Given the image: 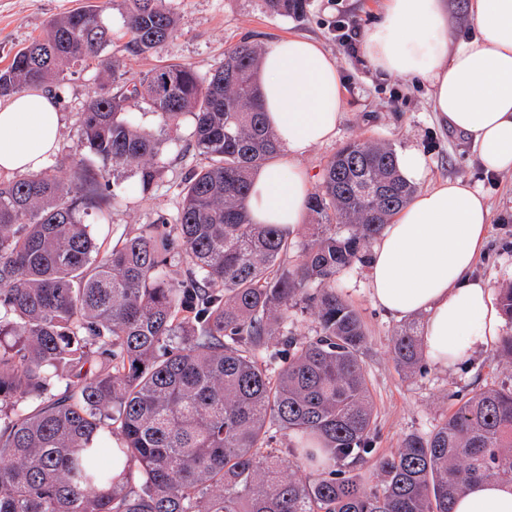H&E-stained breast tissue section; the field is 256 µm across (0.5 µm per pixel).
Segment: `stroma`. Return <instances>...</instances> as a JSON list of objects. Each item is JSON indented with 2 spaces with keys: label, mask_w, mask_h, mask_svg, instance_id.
<instances>
[{
  "label": "stroma",
  "mask_w": 512,
  "mask_h": 512,
  "mask_svg": "<svg viewBox=\"0 0 512 512\" xmlns=\"http://www.w3.org/2000/svg\"><path fill=\"white\" fill-rule=\"evenodd\" d=\"M87 2L0 0V68L8 64L11 51L41 35L51 16ZM165 5L177 18L178 33L151 54L132 53L119 9L106 13L105 20L112 28L107 53L123 63L128 76L170 62L189 63L205 73L222 65L225 47L244 38L262 47L289 36L317 41L337 60L344 104L335 137L311 147L299 159L313 184L321 183L328 161L353 140L387 143L397 151L419 149L427 160L422 187L448 178L470 180L483 187L490 207L489 236L474 273L494 289L512 285V173L483 174L469 141L439 122L429 85L377 73L363 57L348 56L336 43L331 29L336 17L365 29L381 15L384 0H309L307 13L300 19L270 13L264 0H165ZM98 85L99 74L92 68L65 74L63 80L53 83L61 135L49 167L73 156L80 140L79 113ZM192 130L191 116H184L177 131L164 141L161 178L150 191L141 192L133 168L111 172L110 179L122 191L125 203L112 212L108 241L151 223L158 214L177 213L182 202L178 185L196 163L185 151ZM336 287L359 310L364 322L366 343L361 358L374 402L378 453L395 452L405 436L429 435L473 391L512 386V363L495 358L490 349L454 369L431 362L425 374L405 373L391 356L392 340L408 322L423 324L424 315L400 318L378 306L368 288V267L362 263L341 274Z\"/></svg>",
  "instance_id": "1"
}]
</instances>
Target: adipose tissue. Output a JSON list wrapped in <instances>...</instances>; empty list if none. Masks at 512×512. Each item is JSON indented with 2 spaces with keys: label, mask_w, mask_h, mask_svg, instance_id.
<instances>
[{
  "label": "adipose tissue",
  "mask_w": 512,
  "mask_h": 512,
  "mask_svg": "<svg viewBox=\"0 0 512 512\" xmlns=\"http://www.w3.org/2000/svg\"><path fill=\"white\" fill-rule=\"evenodd\" d=\"M449 0H385L361 37L370 65L429 84L441 122L468 139L485 175L512 171V0H469L472 29L456 33ZM266 118L283 152L253 176L247 205L258 224L302 223L312 181L298 159L330 141L343 110L335 58L291 37L268 45L259 71ZM60 113L43 89L0 101V173L42 170L58 146ZM489 225L478 184L450 179L417 193L374 242L369 287L399 316L425 314L426 355L452 368L486 351L504 319L473 269ZM455 512H512V490L482 482Z\"/></svg>",
  "instance_id": "obj_1"
}]
</instances>
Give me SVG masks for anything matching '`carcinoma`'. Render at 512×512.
I'll return each mask as SVG.
<instances>
[{
    "instance_id": "obj_1",
    "label": "carcinoma",
    "mask_w": 512,
    "mask_h": 512,
    "mask_svg": "<svg viewBox=\"0 0 512 512\" xmlns=\"http://www.w3.org/2000/svg\"><path fill=\"white\" fill-rule=\"evenodd\" d=\"M120 2L131 52L176 35L163 0ZM113 4L52 17L0 69V98L101 73L72 178L0 180V512H454L474 482L512 487V388L475 391L430 435L376 454L364 324L336 278L369 260L416 193L392 146L336 152L308 199L326 223L305 241L253 223V174L282 152L262 111L260 48L244 38L206 74L172 62L132 81L105 55ZM265 6L300 18L309 3ZM141 103L159 130L138 124ZM186 114L185 151L200 162L177 216L104 246L94 224L122 201L110 169L133 168L149 191L162 135ZM295 308L314 335L288 322ZM391 353L426 373L414 329L396 332ZM369 459L376 484L358 472Z\"/></svg>"
}]
</instances>
